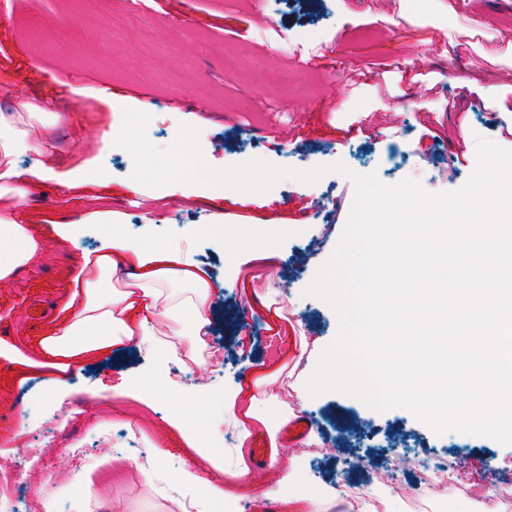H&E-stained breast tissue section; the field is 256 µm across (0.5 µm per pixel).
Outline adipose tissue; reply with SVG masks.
<instances>
[{"mask_svg": "<svg viewBox=\"0 0 512 512\" xmlns=\"http://www.w3.org/2000/svg\"><path fill=\"white\" fill-rule=\"evenodd\" d=\"M22 108L29 117L25 123L20 113L0 111V288L9 287L17 273L38 262L45 250L43 239L23 223L19 212L27 173L14 165L13 151L21 145L50 156L45 129L69 118L44 100L24 102ZM177 262L176 256L148 251L116 231L95 256L84 257L83 280L67 304L66 315L40 341L46 366L60 372L49 380V390L66 388L69 367L109 353L136 336L162 340L160 358L184 355L205 365L203 352L214 322L211 284ZM220 405L222 413L241 426L242 443L231 450L224 467L228 478L239 479L250 469L244 441L251 427L276 431L292 417L293 408L281 394L244 396L236 388L225 390Z\"/></svg>", "mask_w": 512, "mask_h": 512, "instance_id": "1", "label": "adipose tissue"}]
</instances>
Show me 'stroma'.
Returning a JSON list of instances; mask_svg holds the SVG:
<instances>
[{
  "instance_id": "35a3bbf8",
  "label": "stroma",
  "mask_w": 512,
  "mask_h": 512,
  "mask_svg": "<svg viewBox=\"0 0 512 512\" xmlns=\"http://www.w3.org/2000/svg\"><path fill=\"white\" fill-rule=\"evenodd\" d=\"M297 0H0V109L31 99L54 100L69 113L49 128L51 171L40 155L19 150L28 173L20 205L45 242L42 259L0 288V344L37 358L39 341L63 313L80 275L81 253L102 246L117 224L132 238L177 252L206 273L219 307L249 313L243 330L216 323L211 338L220 356L192 377L160 362L134 341L121 358L92 359L54 395H37L53 376L47 367L19 372L0 357V471L19 473L26 488L49 496L50 512H177L166 499L168 481L217 512L203 480L235 493V512H264L259 488L277 470L231 481L220 450L198 435L201 413L174 414L152 379L164 364L169 382L189 395L220 390L257 392L276 379L289 390L311 351L326 348L339 321L323 300L306 295L333 254L355 197L353 175L376 174L387 186L410 180L437 195L462 189L478 168V142L512 152V59L491 62L480 43L512 23V0H476L448 12L401 16V0H320L317 17L298 12ZM501 97L490 120L483 100ZM146 112L148 142L172 153L178 132L195 131L207 166L223 169L253 159L307 170L344 164L317 182L278 181L239 197L187 180L159 187L133 185L130 154L104 147L118 136L125 111ZM278 126V145L258 141L255 129ZM444 132L425 138V126ZM358 135L346 137L349 127ZM460 164H453V157ZM70 183L62 192V183ZM203 224L281 229L269 259L239 252L235 259ZM52 407L56 427L46 457L57 482L41 487L37 467L22 452L15 420L26 405ZM347 409L374 429L353 440L351 454H320L303 466L305 480L324 490H377L386 485L395 512H411L400 489L419 487L417 459L443 458L463 486L498 491L512 476V444L488 436L435 431L405 407L384 412L350 401ZM138 426L141 447L158 448L150 474L131 463L112 483L100 477L111 446L96 448L84 466L70 450L94 432Z\"/></svg>"
}]
</instances>
